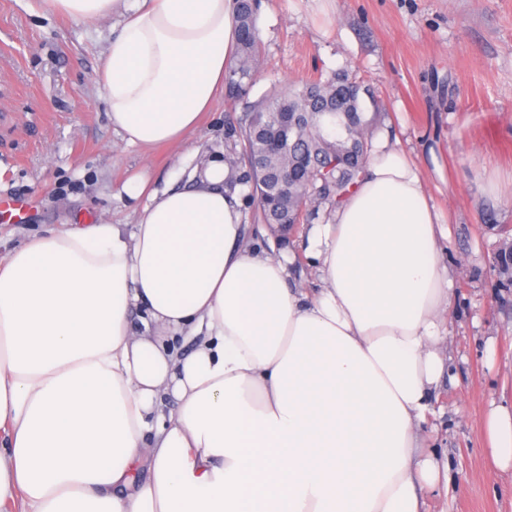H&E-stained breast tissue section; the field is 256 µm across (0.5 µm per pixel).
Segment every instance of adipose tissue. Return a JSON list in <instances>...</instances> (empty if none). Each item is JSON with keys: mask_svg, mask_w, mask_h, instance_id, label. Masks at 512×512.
Wrapping results in <instances>:
<instances>
[{"mask_svg": "<svg viewBox=\"0 0 512 512\" xmlns=\"http://www.w3.org/2000/svg\"><path fill=\"white\" fill-rule=\"evenodd\" d=\"M234 2L50 0L118 16L97 80L139 147L197 129L236 49ZM228 176L207 153L178 188L133 177L135 224L0 259V512H427L448 478L424 431L451 359L450 272L418 165L378 143L302 241L313 290L291 285L292 257L251 247ZM484 426L512 471V409L491 404Z\"/></svg>", "mask_w": 512, "mask_h": 512, "instance_id": "obj_1", "label": "adipose tissue"}]
</instances>
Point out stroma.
Listing matches in <instances>:
<instances>
[{"label": "stroma", "instance_id": "obj_1", "mask_svg": "<svg viewBox=\"0 0 512 512\" xmlns=\"http://www.w3.org/2000/svg\"><path fill=\"white\" fill-rule=\"evenodd\" d=\"M252 97L316 73L355 70L379 104L370 143L414 159L448 230L451 380L426 444L448 460L428 512H512V471L491 460L483 419L512 403V0H260ZM112 21L89 24L46 0H0V255L72 224L134 221L120 193L180 186L224 141V101L178 146L125 145L97 74Z\"/></svg>", "mask_w": 512, "mask_h": 512}]
</instances>
